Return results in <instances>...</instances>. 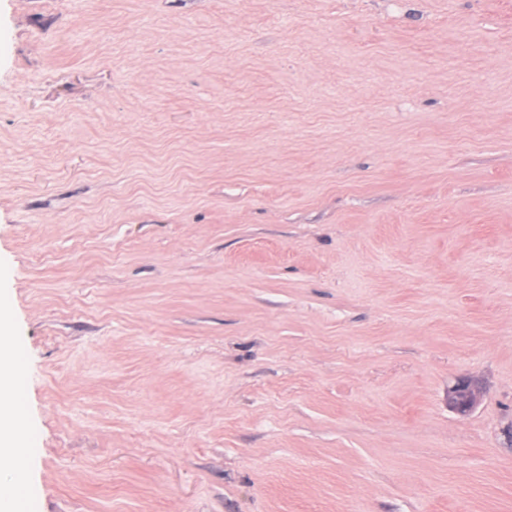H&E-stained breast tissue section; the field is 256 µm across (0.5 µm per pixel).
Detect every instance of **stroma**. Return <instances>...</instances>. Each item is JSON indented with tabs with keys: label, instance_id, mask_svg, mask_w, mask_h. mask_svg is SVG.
<instances>
[{
	"label": "stroma",
	"instance_id": "stroma-1",
	"mask_svg": "<svg viewBox=\"0 0 512 512\" xmlns=\"http://www.w3.org/2000/svg\"><path fill=\"white\" fill-rule=\"evenodd\" d=\"M0 263L37 512H512V0H0ZM448 393L454 408L461 414L468 412L475 403L474 393L464 380L458 381Z\"/></svg>",
	"mask_w": 512,
	"mask_h": 512
}]
</instances>
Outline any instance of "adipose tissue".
Here are the masks:
<instances>
[{
	"mask_svg": "<svg viewBox=\"0 0 512 512\" xmlns=\"http://www.w3.org/2000/svg\"><path fill=\"white\" fill-rule=\"evenodd\" d=\"M10 297L0 289V512H32L34 427L23 386L26 362L17 346Z\"/></svg>",
	"mask_w": 512,
	"mask_h": 512,
	"instance_id": "adipose-tissue-1",
	"label": "adipose tissue"
}]
</instances>
